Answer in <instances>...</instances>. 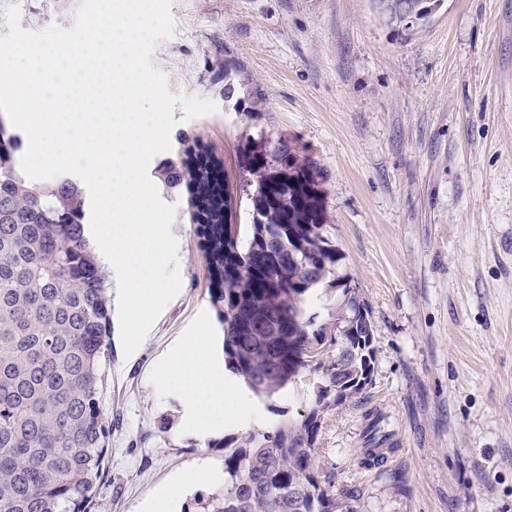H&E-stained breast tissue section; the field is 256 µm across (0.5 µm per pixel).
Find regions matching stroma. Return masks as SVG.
<instances>
[{"instance_id":"obj_1","label":"stroma","mask_w":512,"mask_h":512,"mask_svg":"<svg viewBox=\"0 0 512 512\" xmlns=\"http://www.w3.org/2000/svg\"><path fill=\"white\" fill-rule=\"evenodd\" d=\"M19 4L21 26L69 29L81 0ZM172 38L152 56L171 93L218 111L175 108L167 160L219 167L231 221L249 222L248 142L285 140L321 171L330 237L370 312L369 385L327 410L317 461L354 512H512V0H443L427 21L393 20L377 0H172ZM193 186L160 188L177 208L180 293L132 355L119 334L103 373L111 481L103 512H141L175 477L193 486L176 512L210 492L204 470L224 452L183 423L165 359L187 336H222ZM301 410L294 389L227 409ZM379 422L391 454L368 461Z\"/></svg>"}]
</instances>
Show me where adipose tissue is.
<instances>
[{
  "label": "adipose tissue",
  "mask_w": 512,
  "mask_h": 512,
  "mask_svg": "<svg viewBox=\"0 0 512 512\" xmlns=\"http://www.w3.org/2000/svg\"><path fill=\"white\" fill-rule=\"evenodd\" d=\"M167 363L195 429L209 435L223 427L225 405L242 400L243 394L209 337H185L170 352Z\"/></svg>",
  "instance_id": "obj_1"
}]
</instances>
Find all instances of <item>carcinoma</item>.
Segmentation results:
<instances>
[{
	"instance_id": "carcinoma-1",
	"label": "carcinoma",
	"mask_w": 512,
	"mask_h": 512,
	"mask_svg": "<svg viewBox=\"0 0 512 512\" xmlns=\"http://www.w3.org/2000/svg\"><path fill=\"white\" fill-rule=\"evenodd\" d=\"M440 0H385L427 20ZM17 135L0 124V512H96L108 479L101 395L110 347L111 296L90 245L86 198L68 178L31 182L20 173ZM254 191L250 224L224 225L223 193L203 169L170 160L157 169L174 188L189 176L223 327L224 367L259 400L308 382L299 417L279 413L265 431L224 437V486L195 499V512H343L317 464L322 415L371 381L369 312L356 288L337 290L342 256L330 239L320 170L295 148L264 140L246 150ZM265 246L266 266L252 261ZM313 267L312 274L307 268ZM278 289L271 301L266 291Z\"/></svg>"
}]
</instances>
